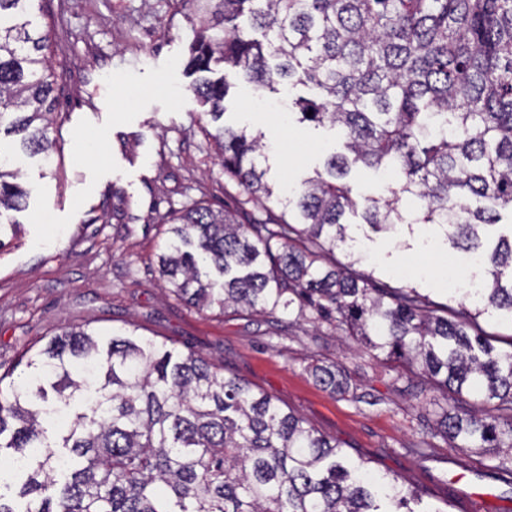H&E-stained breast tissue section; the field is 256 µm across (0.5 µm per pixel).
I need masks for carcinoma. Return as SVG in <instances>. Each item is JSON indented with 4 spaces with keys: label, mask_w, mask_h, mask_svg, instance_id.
Instances as JSON below:
<instances>
[{
    "label": "carcinoma",
    "mask_w": 512,
    "mask_h": 512,
    "mask_svg": "<svg viewBox=\"0 0 512 512\" xmlns=\"http://www.w3.org/2000/svg\"><path fill=\"white\" fill-rule=\"evenodd\" d=\"M37 0H0V135L47 152L56 75ZM194 21L192 91L216 122L230 67L261 90H316L301 119L345 139L303 182L287 217L258 165L262 133L222 125L212 135L224 175L265 217L238 219L194 200L160 218L158 255L169 290L197 308L290 314L361 336L395 380L440 391L435 431L477 450L512 484V335L494 345L479 319L512 325V227L489 245L483 229L512 213V0H184ZM261 32L262 38L254 37ZM0 217L27 207L19 170H4ZM394 175L388 195L357 201L350 167ZM415 203L410 216L403 199ZM375 232L437 224L462 253L483 257L484 288L438 307L407 286L374 287L334 263L346 213ZM28 373L0 375V512H418L416 494L350 462L270 395L192 351L123 332L104 339L66 328L29 356ZM345 395L340 365L312 367Z\"/></svg>",
    "instance_id": "obj_1"
}]
</instances>
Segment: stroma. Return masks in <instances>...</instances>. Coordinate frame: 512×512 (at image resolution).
<instances>
[{"label": "stroma", "instance_id": "stroma-1", "mask_svg": "<svg viewBox=\"0 0 512 512\" xmlns=\"http://www.w3.org/2000/svg\"><path fill=\"white\" fill-rule=\"evenodd\" d=\"M39 19L52 39L58 106L50 162L18 164L29 207L0 228V374L24 370L25 352L69 326L133 330L223 363L225 374L339 440L348 460L417 492L429 512H512V485L494 478L488 457L433 434V405L392 384L356 337L326 324L285 329L267 315L201 310L166 290L157 267L161 215L200 199L232 211L241 197L217 163L207 136L214 124L190 89L193 32L177 0H43ZM223 75L224 122L264 134L267 178L279 190L271 208L287 212L300 183L343 152L344 140L289 109L313 97L311 87L286 84L270 95L237 70ZM348 233L337 262L359 257V270L384 287L411 284L453 304L450 282L464 259L446 262L445 244L427 251L426 226L402 229L400 247L378 259L372 251L388 233L354 223ZM316 359L345 368L348 395L311 377ZM422 436L428 453L411 452Z\"/></svg>", "mask_w": 512, "mask_h": 512}]
</instances>
